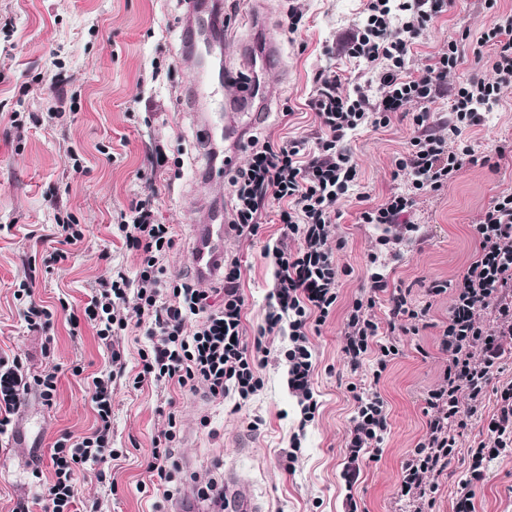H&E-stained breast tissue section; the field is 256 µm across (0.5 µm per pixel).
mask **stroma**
Here are the masks:
<instances>
[{
    "mask_svg": "<svg viewBox=\"0 0 512 512\" xmlns=\"http://www.w3.org/2000/svg\"><path fill=\"white\" fill-rule=\"evenodd\" d=\"M224 30L212 39L215 56L230 62L241 77L261 78L277 95L264 108L251 135L275 143L304 140L315 144L319 120L311 105L319 74L340 77L344 91L371 81L373 69L348 58L344 40L363 18L368 0H222ZM302 20L288 29V9ZM512 12V0H453L446 13L424 32L410 53L417 69L449 43H457L461 62L452 78L463 83L478 76L494 79L489 48L476 38L494 13ZM281 40L282 60L275 66H243L240 48L253 30L256 14ZM184 0H0V358H19L27 376L57 369L52 406L38 397L14 417L29 425L33 438L20 443L15 434L0 438V512L19 501L35 505L39 487L31 475L35 460H48L63 434L84 436L95 423L91 402L94 376L109 370L111 348L89 324L71 334L69 312L82 309L97 283L113 269L135 275L137 252L126 248L117 229L130 205L150 199L158 223L171 225L174 245L162 264L168 277L191 273L190 227L201 212L232 211L228 182L208 181L211 148L197 136L196 101L190 85L203 81L207 105L220 110L224 87L217 77H202L197 59L184 40ZM62 73L64 86L53 76ZM408 114H394L389 125L363 128L349 141L358 183L336 209L333 239L342 271L334 312L320 330L311 332L315 367L311 386L318 402L313 421L301 420L300 407L288 388L280 354L288 334L259 336L269 308L273 268L266 247L295 249L282 239L279 204L266 202L257 236L231 235L224 255L237 259L245 297L243 332L247 341L261 339L267 357L258 372L261 391L247 402L237 395L212 398L170 385L135 389L128 377L141 369L138 351L148 343L146 323L129 313L128 327L117 341L124 351L125 376L112 393V445L122 451L104 476L87 474L78 486L73 512H154L158 478L148 470L153 441L168 414L181 423L175 450L183 512H213L198 488L222 478L231 467L268 501L270 512H405L396 498L402 465L426 433L423 397L439 387L448 356L439 347L448 318L449 293L428 297L431 282L457 279L467 268L476 243L470 225L504 192H512V154L496 158V167L469 164L455 181L437 191L416 194L406 221L419 227L418 237L389 250L379 245L381 227L359 223L363 205H376L394 192H407V174H396L395 161L410 145L414 127ZM20 113L22 128L7 115ZM56 120H49V113ZM461 140L476 156H495L497 146L512 142V87L481 125L465 129ZM164 165H157V155ZM366 203H359L358 195ZM72 215L82 224L81 242L68 246L56 260L51 238L56 214ZM44 241L29 239L31 228ZM378 256L390 287L409 290L413 304L430 303L426 326L418 334L398 336L399 356L383 374L377 391L389 427L377 460H359V475L346 484L345 438L355 411L351 384L364 383L366 369L351 371L343 352L347 310L359 297ZM35 273L33 299L54 313V341L29 331L25 305L14 292ZM300 437L296 462H289L293 437ZM475 512H512V453L490 466L483 484L473 490Z\"/></svg>",
    "mask_w": 512,
    "mask_h": 512,
    "instance_id": "1",
    "label": "stroma"
}]
</instances>
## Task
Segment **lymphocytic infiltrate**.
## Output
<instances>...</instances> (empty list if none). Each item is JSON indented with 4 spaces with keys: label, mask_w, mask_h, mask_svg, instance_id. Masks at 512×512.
<instances>
[{
    "label": "lymphocytic infiltrate",
    "mask_w": 512,
    "mask_h": 512,
    "mask_svg": "<svg viewBox=\"0 0 512 512\" xmlns=\"http://www.w3.org/2000/svg\"><path fill=\"white\" fill-rule=\"evenodd\" d=\"M448 0H369L367 15L347 41L348 56L375 65V86H361L354 93L342 91L333 76H318L313 106L322 131L315 149L304 141L253 144L247 162L230 178L235 199L232 224L237 233L257 235V216L266 200L281 202L278 213L282 234L298 240L296 249L274 247L271 304L265 332L287 326L289 345L288 387L301 406L303 422L315 417L317 402L310 379L313 371L309 346L311 327L321 326L336 308L340 270L328 245L336 205L356 183L357 169L347 147L352 132L366 126H383L408 104H418L412 122L417 134L407 153L398 158V170L406 172L417 190H439L453 182L462 169L475 163L473 150L459 144L463 129L480 125L484 106L496 103L503 88L512 85V14L495 16L478 42L494 50V80L474 78L452 89L448 78L459 63L458 47L434 56L431 63L408 74L407 59L430 22L447 12ZM449 99L447 133L435 127L431 106ZM413 205L409 195L391 194L382 204L360 211L363 224L383 225L384 243L397 244L416 232L401 218ZM119 227L127 246L136 251L140 265L135 278L113 272L99 282L83 309L82 317H70V326L86 320L105 342L120 336L128 326L126 309H134L149 323L150 344L141 350V369L131 384H170L192 392L205 390L217 398L226 393L248 400L263 386L257 359L243 336L245 300L240 292L241 270L237 260L224 263L221 280L224 301L209 304V289L195 277L165 281L160 263L174 244L171 225L157 223L150 200L131 207ZM475 254L454 283H432L429 296L450 293L448 320L440 347L448 365L439 388L424 398L426 434L402 466L397 491L399 500L414 512H431L439 485L437 479L458 455L468 459L467 478L456 502V512H474L472 488L484 482L490 464L512 451V382L495 392L497 411L487 423L490 444L464 447L461 432L477 414L493 377L503 370V348L512 337V193L496 197L472 224ZM390 304L391 330L406 331L408 322L422 321L427 308L413 306L408 291L389 289L386 277L371 273L363 296L349 307L344 323V352L351 369H358L368 353H375L371 384L354 393L355 413L346 439L350 467L344 473L353 483L361 452L380 447L389 418L376 383L398 356L393 341H379V324L373 309L380 295ZM120 350L112 352L108 374L92 381V402L97 425L89 435L75 440L57 439L51 450V478L40 495L44 512H71L76 499L78 471L103 473L116 457L112 446V385L123 376ZM57 391L56 373L25 380L19 365L0 360V433H6L12 417L38 394L52 406ZM180 436L176 416H168L165 428L154 440L150 470L156 473L163 501L177 495L173 487L180 469L175 446Z\"/></svg>",
    "instance_id": "1"
}]
</instances>
